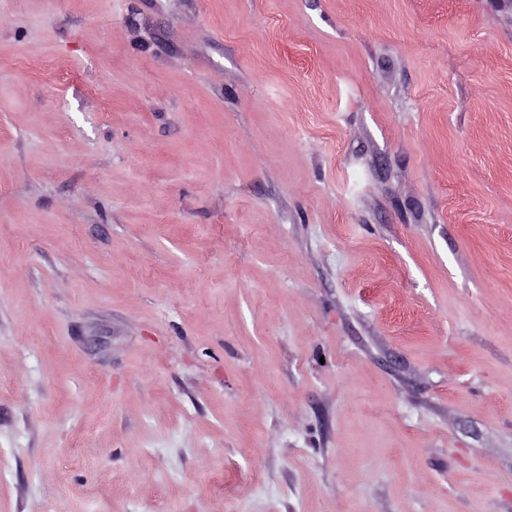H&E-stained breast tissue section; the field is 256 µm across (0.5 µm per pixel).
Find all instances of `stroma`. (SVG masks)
I'll return each instance as SVG.
<instances>
[{"label":"stroma","mask_w":512,"mask_h":512,"mask_svg":"<svg viewBox=\"0 0 512 512\" xmlns=\"http://www.w3.org/2000/svg\"><path fill=\"white\" fill-rule=\"evenodd\" d=\"M0 512H512V0H0Z\"/></svg>","instance_id":"stroma-1"}]
</instances>
